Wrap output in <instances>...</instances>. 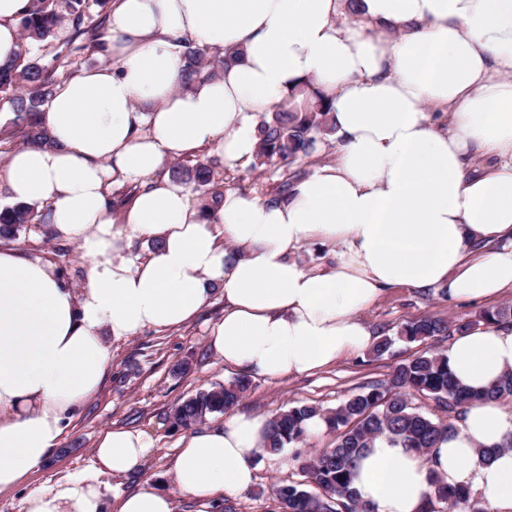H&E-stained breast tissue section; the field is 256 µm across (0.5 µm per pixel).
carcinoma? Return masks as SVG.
<instances>
[{
  "mask_svg": "<svg viewBox=\"0 0 512 512\" xmlns=\"http://www.w3.org/2000/svg\"><path fill=\"white\" fill-rule=\"evenodd\" d=\"M35 8L22 17L19 51L14 62L0 66V96L12 100L17 123L10 136L28 145L48 146L52 143L42 120L43 105L61 82L56 68L43 67L30 56L33 42L53 43L63 21L60 3L69 5L68 21L71 37L57 47L55 57L68 63L77 53L102 51L106 17L94 23L86 20L89 0H34ZM182 81L214 74L215 59L203 45L189 41L180 43ZM30 88L28 96L17 95L20 87ZM331 103L305 81L293 94L286 109L260 116L256 126L257 146L250 170L265 169L279 174L274 180L258 184L257 193L270 202L288 197L292 183L306 176L299 161L312 156L318 145L328 141L334 132ZM216 159L182 161L170 168V176L198 191L203 207L219 205L224 192L234 189L230 176L220 177ZM45 215L36 206L25 203L6 205L0 209V240L11 241L26 224H44ZM486 324L512 325V307L503 306L481 313ZM472 321H452L432 314L411 319L400 326L395 336L374 340L370 352L376 359L394 356L397 341L424 342L443 336L461 335L473 329ZM250 381L240 377L227 384L201 389L178 403L170 414L176 429H190L209 416L235 408ZM424 397L435 403L437 412L429 414L415 405L412 398ZM487 396L512 397V374L506 375L489 392L481 393L461 386L454 379L446 354L439 351L415 353L398 361L387 378L361 387L336 407L324 410L317 405H296L270 419L267 452L278 455L287 447H296L307 438L306 421L321 417L326 429L335 434L334 447L323 449L312 459L294 456L299 462L301 479L290 480L275 489L276 512H372L359 500L352 487L355 464L366 448L379 437L426 454L462 419L466 409ZM445 413L442 418L439 413ZM422 512H484L471 491L463 486L451 487L437 478L432 483Z\"/></svg>",
  "mask_w": 512,
  "mask_h": 512,
  "instance_id": "obj_1",
  "label": "carcinoma"
}]
</instances>
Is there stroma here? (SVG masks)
I'll return each instance as SVG.
<instances>
[{
  "mask_svg": "<svg viewBox=\"0 0 512 512\" xmlns=\"http://www.w3.org/2000/svg\"><path fill=\"white\" fill-rule=\"evenodd\" d=\"M12 245L28 257L52 261L71 283L80 284L82 259L76 244L60 240L49 228L27 225ZM482 310V305L451 300L434 289L399 287L386 290L363 319L373 335L392 336L402 323L423 314L465 321L478 319ZM223 315L224 299L215 295L194 320L181 327L149 329L112 342V360L100 391L67 422L59 446L25 487L0 497V512H21L27 490L85 473L101 432L115 428L146 433L152 448L137 473L107 477L108 500L117 501L151 481L171 496L174 512H213L209 503L182 495L172 481L170 465L183 432L172 428L169 416L177 403L197 391L238 377V369L226 367L207 340L211 326ZM392 365V359L376 360L363 351L309 374L274 379L253 373L239 409L269 417L299 403L330 409L357 392L362 383L386 378ZM297 477L287 456L265 457L252 487L231 500L238 512H273L276 487Z\"/></svg>",
  "mask_w": 512,
  "mask_h": 512,
  "instance_id": "1",
  "label": "stroma"
}]
</instances>
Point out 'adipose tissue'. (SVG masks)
<instances>
[{"mask_svg":"<svg viewBox=\"0 0 512 512\" xmlns=\"http://www.w3.org/2000/svg\"><path fill=\"white\" fill-rule=\"evenodd\" d=\"M30 0H0V64L14 60ZM222 55L219 76L181 84L178 43ZM110 64L60 83L42 118L49 146L0 167L11 200L36 203L77 243L85 279L0 249V495L31 477L65 420L95 396L110 343L182 326L216 293L208 342L225 366L284 378L370 347L361 317L384 289L443 288L482 302L512 288V0H111ZM310 81L332 104L336 153L287 200L228 191L203 212L170 161L209 150L249 162L261 113ZM141 190L113 218L111 184ZM158 241L135 253L134 241ZM488 245V252L477 249ZM333 257L313 269L296 257ZM448 363L482 390L512 371V327L458 337ZM269 420L226 412L181 439L171 474L207 500L246 491ZM512 407L470 405L430 459L377 438L353 486L374 512H421L434 479L466 485L487 512H512ZM145 433L105 431L92 469L22 500L23 512H104L102 476L140 470ZM496 449L482 461L481 449Z\"/></svg>","mask_w":512,"mask_h":512,"instance_id":"obj_1","label":"adipose tissue"}]
</instances>
